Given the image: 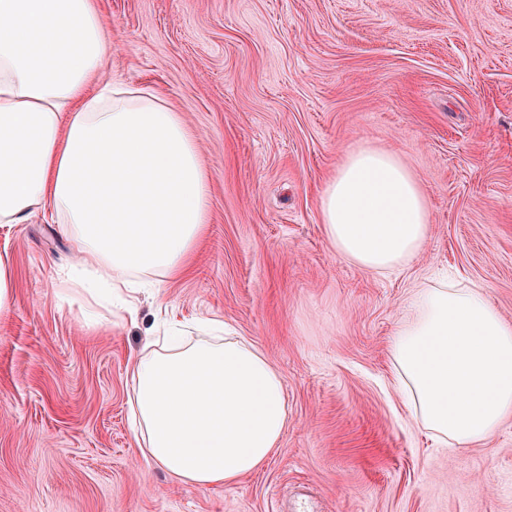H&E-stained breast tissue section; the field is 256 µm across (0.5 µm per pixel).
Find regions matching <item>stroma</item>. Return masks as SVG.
I'll return each instance as SVG.
<instances>
[{
	"mask_svg": "<svg viewBox=\"0 0 512 512\" xmlns=\"http://www.w3.org/2000/svg\"><path fill=\"white\" fill-rule=\"evenodd\" d=\"M109 77L184 112L211 171L189 270L137 324L88 330L55 288L73 250L0 224V512H512V418L446 445L392 385L412 290L475 280L512 321V0H102ZM400 155L431 231L387 277L329 245L319 197L347 153ZM224 322L280 374L288 424L256 472L199 488L133 440L126 367L164 321Z\"/></svg>",
	"mask_w": 512,
	"mask_h": 512,
	"instance_id": "35a3bbf8",
	"label": "stroma"
}]
</instances>
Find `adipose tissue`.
Listing matches in <instances>:
<instances>
[{
    "instance_id": "1",
    "label": "adipose tissue",
    "mask_w": 512,
    "mask_h": 512,
    "mask_svg": "<svg viewBox=\"0 0 512 512\" xmlns=\"http://www.w3.org/2000/svg\"><path fill=\"white\" fill-rule=\"evenodd\" d=\"M111 51L98 0H0V224L50 215L76 249L57 295L91 329L136 322L130 288L181 274L209 217L196 131L153 89L108 79ZM319 208L336 252L383 277L429 238L427 195L393 152L349 153ZM207 328L149 340L127 366L139 453L201 488L260 469L288 418L263 353L221 321ZM390 358L396 389L436 439L467 446L512 417V322L480 283L417 289Z\"/></svg>"
}]
</instances>
